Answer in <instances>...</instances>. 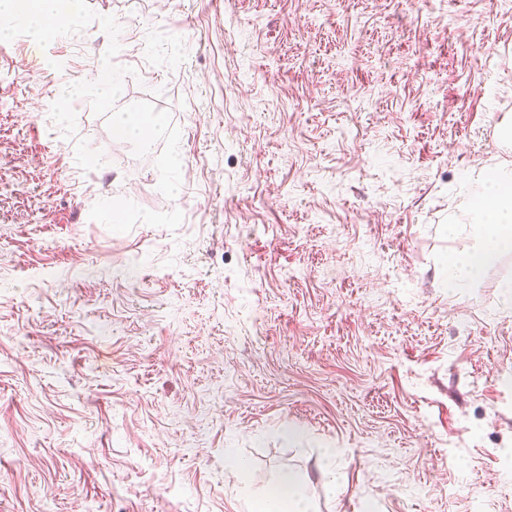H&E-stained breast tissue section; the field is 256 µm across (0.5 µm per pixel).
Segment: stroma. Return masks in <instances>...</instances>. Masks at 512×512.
<instances>
[{
    "instance_id": "obj_1",
    "label": "stroma",
    "mask_w": 512,
    "mask_h": 512,
    "mask_svg": "<svg viewBox=\"0 0 512 512\" xmlns=\"http://www.w3.org/2000/svg\"><path fill=\"white\" fill-rule=\"evenodd\" d=\"M88 3L182 182L51 119L99 24L0 46V512H248L286 469L311 512H512V254L444 284L512 166V0Z\"/></svg>"
}]
</instances>
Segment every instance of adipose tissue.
I'll use <instances>...</instances> for the list:
<instances>
[{
    "label": "adipose tissue",
    "instance_id": "1",
    "mask_svg": "<svg viewBox=\"0 0 512 512\" xmlns=\"http://www.w3.org/2000/svg\"><path fill=\"white\" fill-rule=\"evenodd\" d=\"M468 204L478 241L468 251L449 256L446 285L459 288L478 281L502 256L512 254V168L503 166L482 178ZM256 512H309L300 481L282 474L275 486L254 501Z\"/></svg>",
    "mask_w": 512,
    "mask_h": 512
}]
</instances>
